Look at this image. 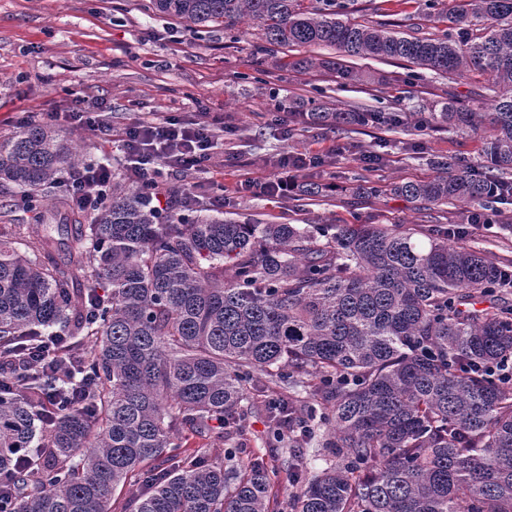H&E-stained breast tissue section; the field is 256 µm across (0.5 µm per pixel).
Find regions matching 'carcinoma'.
Returning a JSON list of instances; mask_svg holds the SVG:
<instances>
[{
	"label": "carcinoma",
	"mask_w": 512,
	"mask_h": 512,
	"mask_svg": "<svg viewBox=\"0 0 512 512\" xmlns=\"http://www.w3.org/2000/svg\"><path fill=\"white\" fill-rule=\"evenodd\" d=\"M197 27L252 21L271 46H325L405 61L458 79L488 73L475 112L454 97L431 119L491 133L477 171L437 163L427 181L388 185L423 205L491 211L512 171V0H460L439 11L446 33L356 23L336 0H151ZM285 67L336 69L301 57ZM308 126L399 123L379 112H293ZM78 155L62 131L35 124L0 140V180L34 224L0 225V489L15 512H270L263 456L228 437L224 463L185 455L187 432L224 435L252 410L268 415L266 449L299 485L292 512H512V385L483 373L512 360V283L504 266L448 243L455 229L299 224L196 215L165 224L145 192L112 179L97 217L64 208ZM23 241L26 252L15 248ZM91 382L80 405L40 409L64 377ZM317 378L311 385L308 377ZM279 395L255 405L248 389ZM321 445L325 467L302 453ZM36 456L21 468L16 461Z\"/></svg>",
	"instance_id": "carcinoma-1"
}]
</instances>
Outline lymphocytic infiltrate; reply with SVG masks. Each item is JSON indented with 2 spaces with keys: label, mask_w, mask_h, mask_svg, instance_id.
<instances>
[{
  "label": "lymphocytic infiltrate",
  "mask_w": 512,
  "mask_h": 512,
  "mask_svg": "<svg viewBox=\"0 0 512 512\" xmlns=\"http://www.w3.org/2000/svg\"><path fill=\"white\" fill-rule=\"evenodd\" d=\"M70 116L75 125L97 128L104 137H116L117 147L128 160L125 176L135 185L148 188L152 201L161 205L160 212L170 215L175 194L158 181L159 167L172 170L205 169L214 147L211 125L201 122L185 124L176 118L135 120L113 132L112 112L104 100L78 98L72 104ZM304 154L285 153L279 163V173L270 182H252L256 194L285 196L298 187L297 174L303 167ZM74 202L83 208L98 206L112 189L109 166L85 165L64 175Z\"/></svg>",
  "instance_id": "f902f5d3"
}]
</instances>
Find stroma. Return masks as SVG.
I'll return each mask as SVG.
<instances>
[{"label": "stroma", "mask_w": 512, "mask_h": 512, "mask_svg": "<svg viewBox=\"0 0 512 512\" xmlns=\"http://www.w3.org/2000/svg\"><path fill=\"white\" fill-rule=\"evenodd\" d=\"M383 8L399 31H442L425 0H385ZM246 28L239 23L238 38L220 26L194 27L155 13L150 0H0V136L15 132L17 113L60 110L77 96L104 99L116 129L137 113L210 121L217 143L207 166L224 183L223 207L212 206L214 191L197 171H167L164 180L175 192H190L202 214L267 224H420L424 217L415 203L389 193L355 194L356 176L386 185L433 178L442 157L475 169L483 164L476 133L410 122L349 131L299 125L287 133L272 117L276 104L302 112L311 102L327 112L355 106L405 116L437 112L450 91L470 102L474 85L486 84V77L452 83L428 72L420 78L407 62L344 57L327 47L261 51L258 37ZM305 55L336 61L361 79L344 86L334 72L292 67V60ZM57 127L69 132L83 163L104 162L123 176L122 155L104 153L99 131L62 120ZM288 151L321 154L323 166L301 172L323 184L321 194L266 197L240 189L247 179H273ZM472 211L458 202L432 215L459 229L460 244L496 262L512 260V195L499 200L490 223H468Z\"/></svg>", "instance_id": "35a3bbf8"}]
</instances>
